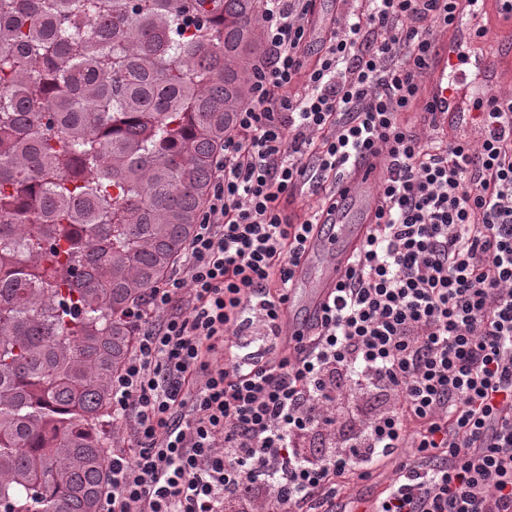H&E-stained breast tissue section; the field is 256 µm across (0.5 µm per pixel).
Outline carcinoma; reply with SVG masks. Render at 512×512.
<instances>
[{
  "label": "carcinoma",
  "mask_w": 512,
  "mask_h": 512,
  "mask_svg": "<svg viewBox=\"0 0 512 512\" xmlns=\"http://www.w3.org/2000/svg\"><path fill=\"white\" fill-rule=\"evenodd\" d=\"M261 0H0V499L98 512L125 313L192 237Z\"/></svg>",
  "instance_id": "carcinoma-1"
}]
</instances>
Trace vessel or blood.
I'll return each mask as SVG.
<instances>
[{"instance_id": "1", "label": "vessel or blood", "mask_w": 512, "mask_h": 512, "mask_svg": "<svg viewBox=\"0 0 512 512\" xmlns=\"http://www.w3.org/2000/svg\"><path fill=\"white\" fill-rule=\"evenodd\" d=\"M494 58H480L481 68L491 62L512 61V23L501 26L492 37ZM448 45L440 43L427 70L429 100L440 119L448 117ZM385 169L371 153L354 162L336 187V212L330 223L314 228L305 242L288 290V313L282 324V342L309 335L352 261L366 242L382 205L376 186Z\"/></svg>"}]
</instances>
